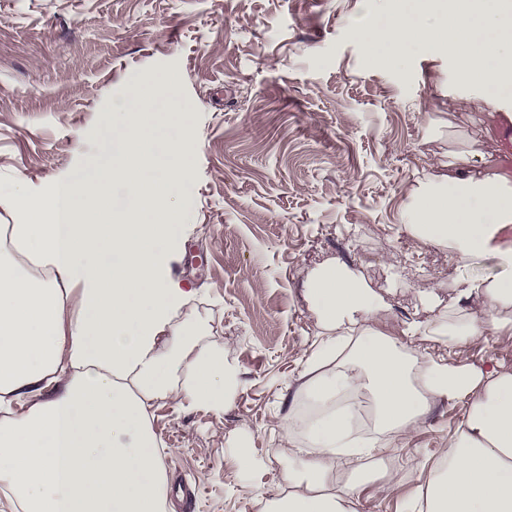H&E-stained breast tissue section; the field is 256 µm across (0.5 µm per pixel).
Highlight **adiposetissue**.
Segmentation results:
<instances>
[{
  "mask_svg": "<svg viewBox=\"0 0 512 512\" xmlns=\"http://www.w3.org/2000/svg\"><path fill=\"white\" fill-rule=\"evenodd\" d=\"M371 63L418 42L459 53L462 82L512 87V0H404L358 30ZM169 104L132 90L112 104L116 136L93 173L0 191L20 217L0 226V497L9 512H175L152 427L156 401L223 414L238 369L188 318L198 293L172 275L189 150L173 141L147 176L144 127H186L193 103L165 79ZM134 206L112 210L114 189ZM401 221L458 266L496 256L501 274L428 291L430 317L408 325L426 347L379 328L385 305L344 263L313 269L304 290L319 331L281 417L287 494L258 512H356L391 494L390 462L437 403L461 406L448 450L417 486L410 512H512V372L449 361L480 334L467 299L493 327L512 326V178L497 172L417 179Z\"/></svg>",
  "mask_w": 512,
  "mask_h": 512,
  "instance_id": "adipose-tissue-1",
  "label": "adipose tissue"
}]
</instances>
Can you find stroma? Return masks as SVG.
Masks as SVG:
<instances>
[{"label": "stroma", "mask_w": 512, "mask_h": 512, "mask_svg": "<svg viewBox=\"0 0 512 512\" xmlns=\"http://www.w3.org/2000/svg\"><path fill=\"white\" fill-rule=\"evenodd\" d=\"M389 0H0V187L64 180L102 165L113 99L135 88L166 100L175 79L196 110L180 135L190 178L174 276L200 293L191 316L224 344L239 385L222 417L155 404L169 478L200 492L194 512H254L283 486L288 383L318 331L303 288L338 258L383 297L382 327L399 335L428 317L420 297H448L457 278L499 273L494 257L458 267L400 216L422 173L473 149L512 174V101L457 78L455 54L421 43L369 64L356 31L390 19ZM464 358L512 370V330L486 331ZM460 418L436 407L407 441L385 500L358 512H403ZM263 468L239 463V440Z\"/></svg>", "instance_id": "1"}]
</instances>
